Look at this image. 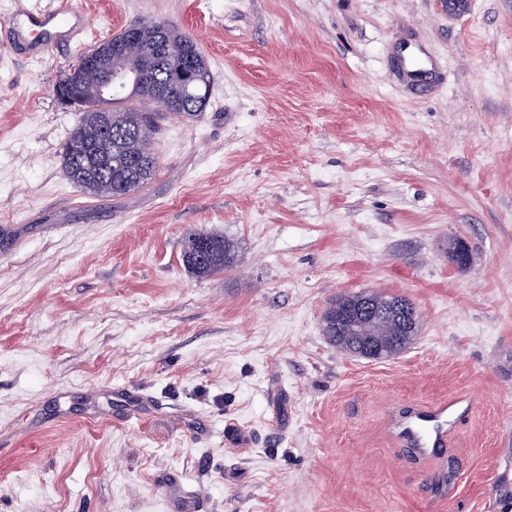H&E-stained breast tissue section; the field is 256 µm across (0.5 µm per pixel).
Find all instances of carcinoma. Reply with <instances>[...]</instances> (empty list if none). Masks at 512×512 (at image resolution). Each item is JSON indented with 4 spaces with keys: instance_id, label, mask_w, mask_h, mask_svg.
<instances>
[{
    "instance_id": "cac0c4a2",
    "label": "carcinoma",
    "mask_w": 512,
    "mask_h": 512,
    "mask_svg": "<svg viewBox=\"0 0 512 512\" xmlns=\"http://www.w3.org/2000/svg\"><path fill=\"white\" fill-rule=\"evenodd\" d=\"M165 42L181 57H191L196 62L202 80L193 96L209 99L211 77L208 62L197 43L177 27L162 23ZM128 95H137L158 109L152 112L120 108L123 96L101 99L90 95L81 106L79 124L65 142L62 165L71 181L78 187L100 196L119 198L135 191L155 175L157 165L140 169L128 167V160L151 138L155 128V116L168 108L150 92L142 93L134 88ZM182 261L192 274L211 277L231 270L235 263V245L221 235L199 232L189 235L184 242ZM345 296L332 301L323 316L324 333L328 339L345 352H351V337L336 335V310L344 308ZM417 324L404 323L393 315L375 322H365L356 328V335L376 341L390 354L406 348L416 335Z\"/></svg>"
}]
</instances>
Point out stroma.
Segmentation results:
<instances>
[{
  "label": "stroma",
  "instance_id": "obj_1",
  "mask_svg": "<svg viewBox=\"0 0 512 512\" xmlns=\"http://www.w3.org/2000/svg\"><path fill=\"white\" fill-rule=\"evenodd\" d=\"M81 10L41 54L0 39V512H512V0H0ZM163 21L211 71L163 113L144 187L60 158L83 51ZM412 48L430 74L415 91ZM237 247L200 278L185 238ZM464 240L470 262L448 261ZM405 295L410 347L332 345L339 295ZM155 409L137 416L133 396ZM472 400L428 457L393 416ZM70 70L71 74H74L78 69L76 67H71L67 72L63 74L56 85V95L58 99H60L66 105L78 107L82 101L81 89L79 86H77V82L73 78L67 80ZM62 82L64 83L60 84Z\"/></svg>",
  "mask_w": 512,
  "mask_h": 512
}]
</instances>
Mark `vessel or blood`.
Returning <instances> with one entry per match:
<instances>
[{"label": "vessel or blood", "mask_w": 512, "mask_h": 512, "mask_svg": "<svg viewBox=\"0 0 512 512\" xmlns=\"http://www.w3.org/2000/svg\"><path fill=\"white\" fill-rule=\"evenodd\" d=\"M82 13L68 10H27L15 15L7 30L12 44L51 46L73 39L82 31ZM452 403H439L426 409L400 416L396 423L398 436L423 455L442 447L453 423Z\"/></svg>", "instance_id": "vessel-or-blood-1"}]
</instances>
